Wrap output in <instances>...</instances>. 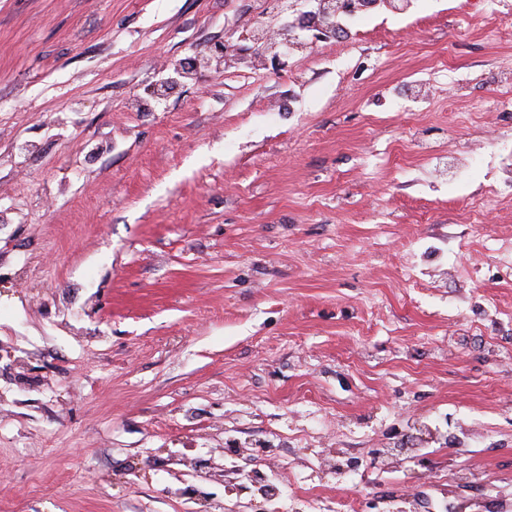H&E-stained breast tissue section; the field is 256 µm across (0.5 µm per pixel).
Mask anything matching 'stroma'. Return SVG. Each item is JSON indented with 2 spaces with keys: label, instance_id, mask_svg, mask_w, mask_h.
I'll list each match as a JSON object with an SVG mask.
<instances>
[{
  "label": "stroma",
  "instance_id": "obj_1",
  "mask_svg": "<svg viewBox=\"0 0 512 512\" xmlns=\"http://www.w3.org/2000/svg\"><path fill=\"white\" fill-rule=\"evenodd\" d=\"M395 2L0 0V512H512V0Z\"/></svg>",
  "mask_w": 512,
  "mask_h": 512
}]
</instances>
